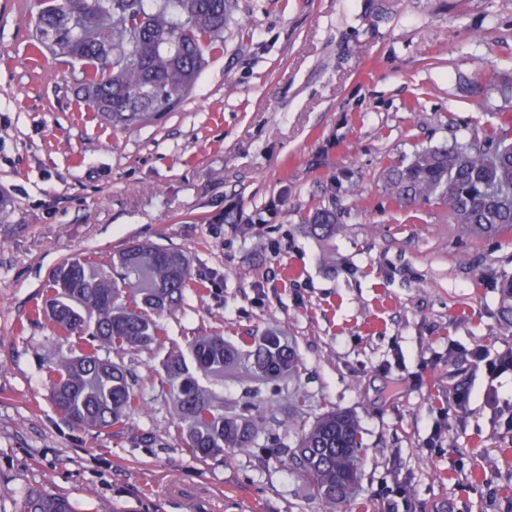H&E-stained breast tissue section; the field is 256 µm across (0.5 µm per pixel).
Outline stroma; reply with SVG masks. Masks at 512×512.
<instances>
[{
  "instance_id": "obj_1",
  "label": "stroma",
  "mask_w": 512,
  "mask_h": 512,
  "mask_svg": "<svg viewBox=\"0 0 512 512\" xmlns=\"http://www.w3.org/2000/svg\"><path fill=\"white\" fill-rule=\"evenodd\" d=\"M32 10L0 0V512L32 488L77 512H512V374L472 356L512 348V231L465 234L381 182L512 112V0H234L190 98L129 129L79 111L78 62L32 55ZM317 207L335 235L309 233ZM132 242L183 251L205 289L119 354L144 406L116 436L58 413L47 369L70 345L31 311L62 259ZM271 331L294 375L199 379L225 413L257 404L254 447L197 458L162 361ZM332 409L366 446L335 505L285 453Z\"/></svg>"
}]
</instances>
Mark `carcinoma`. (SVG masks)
<instances>
[{"label":"carcinoma","instance_id":"carcinoma-1","mask_svg":"<svg viewBox=\"0 0 512 512\" xmlns=\"http://www.w3.org/2000/svg\"><path fill=\"white\" fill-rule=\"evenodd\" d=\"M232 0H36L31 46L81 65L83 101L114 127L146 125L178 108L208 63L224 50ZM382 188L400 205L433 204L465 232L512 229V114L484 139L426 148L384 172ZM307 222L336 231V210L317 208ZM135 277L131 302H119L120 285L106 268ZM204 287L181 251L134 243L105 262L85 255L63 259L49 277L44 315L74 354L50 366L52 398L70 423L88 430L125 433L142 409L132 375L110 353L148 347L166 334L158 317L181 307L186 293ZM248 360L273 380L298 366L295 350L276 335L254 336ZM240 350L220 335L192 340L186 352L162 363L174 390L186 438L196 457L251 448L257 439L248 416H226L196 373L221 375L239 362ZM363 437L357 418L331 410L318 417L288 449L290 464L312 494L336 504L361 480ZM17 512H75L65 497L32 489Z\"/></svg>","mask_w":512,"mask_h":512}]
</instances>
